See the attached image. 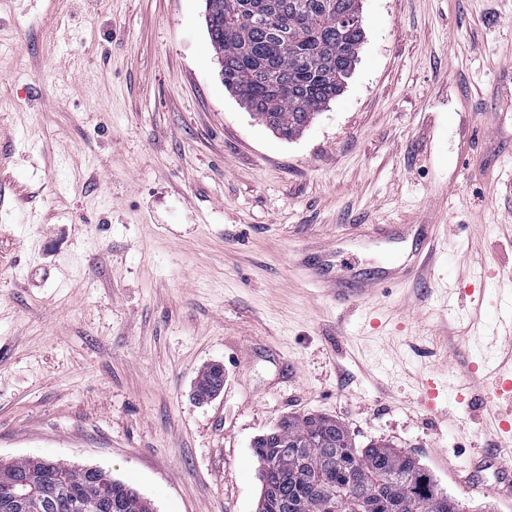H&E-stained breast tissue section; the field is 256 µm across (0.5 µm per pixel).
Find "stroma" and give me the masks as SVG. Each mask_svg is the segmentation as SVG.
<instances>
[{"label":"stroma","mask_w":512,"mask_h":512,"mask_svg":"<svg viewBox=\"0 0 512 512\" xmlns=\"http://www.w3.org/2000/svg\"><path fill=\"white\" fill-rule=\"evenodd\" d=\"M344 92L279 139L224 87L204 0L0 11V460L98 467L156 512H256L253 442L340 420L457 477L499 445L457 400L512 310V0H361ZM436 227L431 267L336 302ZM489 263L473 295H445ZM224 368L211 402L200 375ZM448 385L429 407L420 374Z\"/></svg>","instance_id":"obj_1"}]
</instances>
